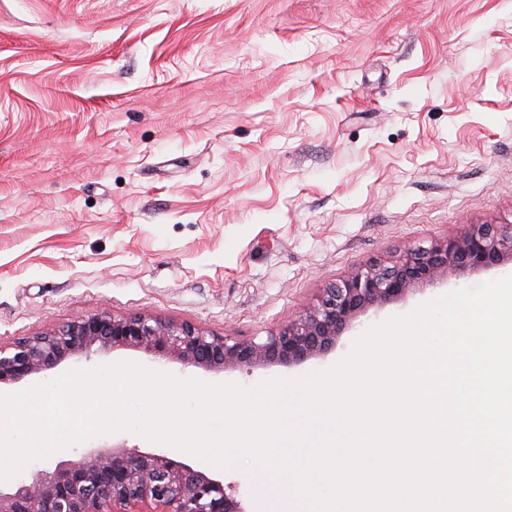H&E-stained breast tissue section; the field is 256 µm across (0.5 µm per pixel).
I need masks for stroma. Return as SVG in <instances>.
<instances>
[{
    "label": "stroma",
    "mask_w": 512,
    "mask_h": 512,
    "mask_svg": "<svg viewBox=\"0 0 512 512\" xmlns=\"http://www.w3.org/2000/svg\"><path fill=\"white\" fill-rule=\"evenodd\" d=\"M512 223V0H0V342L101 308L265 336L404 250ZM507 266L373 309L369 327Z\"/></svg>",
    "instance_id": "stroma-1"
}]
</instances>
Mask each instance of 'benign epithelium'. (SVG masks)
<instances>
[{"mask_svg":"<svg viewBox=\"0 0 512 512\" xmlns=\"http://www.w3.org/2000/svg\"><path fill=\"white\" fill-rule=\"evenodd\" d=\"M512 264V225L476 224L462 236L408 249L391 266L370 264L323 290L309 310L263 339L218 335L191 323L109 311L0 344V385L37 379L68 360L139 349L185 367L222 373L295 366L335 349L371 309L454 272ZM0 512H244L218 476L155 449L90 446L30 481L0 487Z\"/></svg>","mask_w":512,"mask_h":512,"instance_id":"7a95c632","label":"benign epithelium"}]
</instances>
